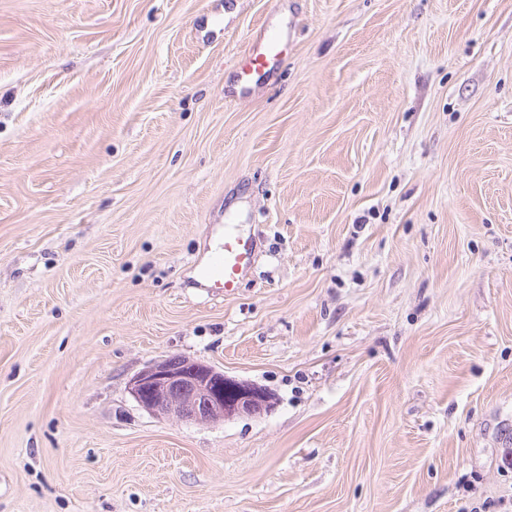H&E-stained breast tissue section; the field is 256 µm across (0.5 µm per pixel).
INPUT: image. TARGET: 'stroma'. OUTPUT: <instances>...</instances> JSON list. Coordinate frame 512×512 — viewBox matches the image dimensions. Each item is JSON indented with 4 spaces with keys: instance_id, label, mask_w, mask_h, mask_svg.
Wrapping results in <instances>:
<instances>
[{
    "instance_id": "1",
    "label": "stroma",
    "mask_w": 512,
    "mask_h": 512,
    "mask_svg": "<svg viewBox=\"0 0 512 512\" xmlns=\"http://www.w3.org/2000/svg\"><path fill=\"white\" fill-rule=\"evenodd\" d=\"M228 224L259 247L232 297L197 279ZM172 356L277 403L152 416L126 384ZM484 505L512 512V0H0V512ZM285 41L287 39L280 30L268 27L263 37L252 43L248 54L234 61L232 68L237 74L241 90L249 88L252 78L256 77L257 82L275 71L277 66L274 64L282 61Z\"/></svg>"
}]
</instances>
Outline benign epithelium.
Segmentation results:
<instances>
[{
    "instance_id": "benign-epithelium-1",
    "label": "benign epithelium",
    "mask_w": 512,
    "mask_h": 512,
    "mask_svg": "<svg viewBox=\"0 0 512 512\" xmlns=\"http://www.w3.org/2000/svg\"><path fill=\"white\" fill-rule=\"evenodd\" d=\"M127 391L153 416L197 425L261 416L276 404L275 394L267 388L188 358L178 363L169 358L149 363L128 380Z\"/></svg>"
}]
</instances>
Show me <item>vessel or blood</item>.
I'll return each mask as SVG.
<instances>
[{"instance_id":"1","label":"vessel or blood","mask_w":512,"mask_h":512,"mask_svg":"<svg viewBox=\"0 0 512 512\" xmlns=\"http://www.w3.org/2000/svg\"><path fill=\"white\" fill-rule=\"evenodd\" d=\"M285 38L278 29L266 28L263 37L254 41L247 53L233 63L241 86H248L252 78L268 77L282 60ZM256 253L253 237L226 232L213 248L208 264L200 276L205 286L223 289L225 295L235 294L250 272Z\"/></svg>"}]
</instances>
